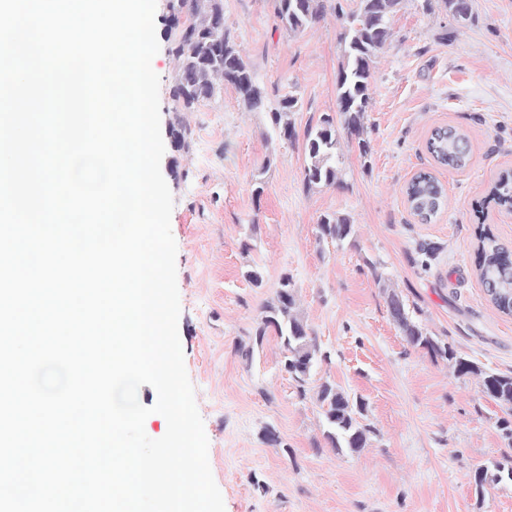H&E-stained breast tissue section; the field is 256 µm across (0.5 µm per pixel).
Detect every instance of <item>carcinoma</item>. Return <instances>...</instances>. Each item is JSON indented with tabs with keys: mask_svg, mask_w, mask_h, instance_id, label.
Returning <instances> with one entry per match:
<instances>
[{
	"mask_svg": "<svg viewBox=\"0 0 512 512\" xmlns=\"http://www.w3.org/2000/svg\"><path fill=\"white\" fill-rule=\"evenodd\" d=\"M403 0H360L358 9L346 10L336 4V18L341 20L339 43L341 61L336 74V112L342 130L336 129L334 118L327 116L304 132L305 154L303 182L306 188L330 187L341 182L342 153L339 132L349 143H357L360 156H369L367 112L370 89L375 78V59L392 37L391 17ZM459 23L472 17V0H440ZM320 0H276L277 27L290 35L304 32L321 17ZM186 20H181V15ZM172 52L178 59L171 96L176 111H189L201 101L212 98L216 81L231 85L249 110L264 107V88L244 61L231 37L224 18L223 0H174L171 6ZM297 98L288 93L270 112L271 123L281 139L297 138L292 113ZM171 135L181 146L189 145L191 130L181 116L174 117ZM427 151L441 167L465 169L471 160L468 137L452 126L434 128L426 143ZM406 201L412 214L423 223L436 217L445 205V188L429 171L412 176L405 187ZM488 202L512 211V171L499 173ZM354 234V224L345 214L325 213L317 222V237L341 244ZM477 271L484 291L493 306L502 314L512 316V252L491 232L478 234ZM387 307L408 344L427 351L431 358L455 363L460 374H473L481 379L482 391L505 408V416L497 421L502 437L512 443V373L486 372L457 356L452 347L424 331L409 315L405 304L392 289L387 293ZM277 337L281 366L296 382L299 393L306 394V385L317 365L327 359L316 337L297 309L295 283L288 275L281 276L271 301L263 306L255 329L253 345L241 348L245 358L252 357L254 347L263 344L266 336ZM316 401L322 410L323 436L336 449L357 452L367 445L372 433L367 424L358 421L366 404L352 399L335 384L325 381L317 386ZM512 482V465L494 462L477 468L473 482L477 492L488 484Z\"/></svg>",
	"mask_w": 512,
	"mask_h": 512,
	"instance_id": "cac0c4a2",
	"label": "carcinoma"
}]
</instances>
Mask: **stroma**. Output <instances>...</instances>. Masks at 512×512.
Wrapping results in <instances>:
<instances>
[{
    "instance_id": "obj_1",
    "label": "stroma",
    "mask_w": 512,
    "mask_h": 512,
    "mask_svg": "<svg viewBox=\"0 0 512 512\" xmlns=\"http://www.w3.org/2000/svg\"><path fill=\"white\" fill-rule=\"evenodd\" d=\"M224 17L268 109L251 111L235 89L185 113L190 147L164 136L161 172L174 207L178 332L209 440L208 460L225 512H512V484L476 492L480 466L512 457L498 427L502 408L473 375L407 344L392 321L378 278L403 299L413 320L488 372H512V316L488 300L477 272V236L488 228L512 247V214L487 203L491 185L512 170V0H473L459 26L442 4L404 0L393 39L375 63L367 114L370 154L342 144L339 186L306 189L304 141L273 132L270 106L292 93L297 132L336 113L340 62L336 0L318 22L291 36L278 29L275 0H223ZM168 0H157L162 122L178 62L170 51ZM469 138L471 161L455 171L426 150L433 128ZM268 165L265 192L253 176ZM421 170L447 200L419 223L404 188ZM349 215L343 244L317 238L320 215ZM439 245L434 257L419 251ZM257 269L263 281L244 277ZM292 276L298 305L328 358L299 397L282 370L275 337L252 358L249 345L281 276ZM336 384L363 399L373 432L357 453L323 437L315 391ZM275 430L279 445L267 444Z\"/></svg>"
}]
</instances>
